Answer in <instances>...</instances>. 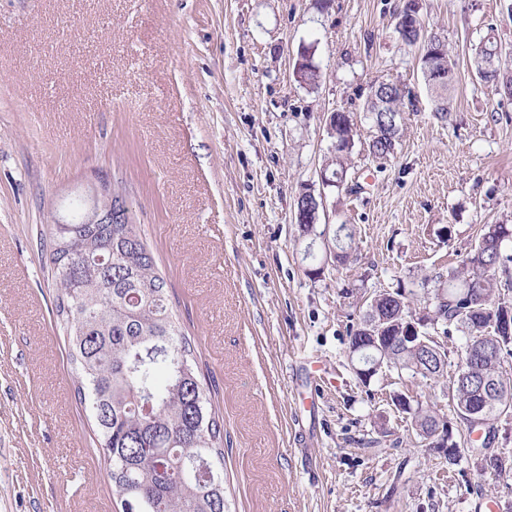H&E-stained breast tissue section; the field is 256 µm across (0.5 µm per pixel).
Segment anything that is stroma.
<instances>
[{
	"mask_svg": "<svg viewBox=\"0 0 512 512\" xmlns=\"http://www.w3.org/2000/svg\"><path fill=\"white\" fill-rule=\"evenodd\" d=\"M457 61L435 116L404 0H0V512H122L75 394L43 242L100 184L141 225L224 421L227 512H512V472L428 448L394 395L462 436L448 388L383 370L362 384L350 331L370 296L448 274L487 224H512V97L482 82L494 29L512 72V0H418ZM318 85L298 82L300 52ZM407 86L393 156L368 150L371 83ZM356 128L350 194L324 185L330 115ZM354 229L336 264L295 222ZM318 383H311V369ZM486 39V40H485ZM492 37L484 38L480 43L479 46L475 50V55L473 57V66L475 69V72L477 75L482 79L481 76L482 70L484 68V64L488 58H490L493 55L497 56V46L494 44V42L491 40ZM486 83L495 84V86H500L504 89L505 94H509L512 96V76L505 77L504 75L502 78L500 77V71L496 69V75L493 76L491 80H484Z\"/></svg>",
	"mask_w": 512,
	"mask_h": 512,
	"instance_id": "35a3bbf8",
	"label": "stroma"
}]
</instances>
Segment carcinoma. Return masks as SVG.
I'll list each match as a JSON object with an SVG mask.
<instances>
[{
  "label": "carcinoma",
  "mask_w": 512,
  "mask_h": 512,
  "mask_svg": "<svg viewBox=\"0 0 512 512\" xmlns=\"http://www.w3.org/2000/svg\"><path fill=\"white\" fill-rule=\"evenodd\" d=\"M497 46L486 38L473 57L480 74ZM447 82L436 86L422 74L431 91L434 112L444 116L448 93L455 82V60L446 51ZM389 111L383 122L400 121L404 98L401 84L388 80ZM336 152L334 172L340 174L354 145L351 119L329 122ZM390 129L373 128L369 149L380 160L395 148ZM110 224H84L83 212L68 224H50L44 232L50 261L59 281L56 315L70 342L76 393L92 412L101 448L110 469L108 477L123 512H225L224 481L208 482L201 470L224 469V428L210 402V388L201 380L194 348L169 305L166 283L153 251L128 210L120 209ZM352 238L347 225L334 231L336 259L351 254L343 238ZM512 224H488L461 264L448 277L435 276L432 289L419 300L398 287L372 298L368 310L350 333V353L371 363L376 371L387 366L412 376H438L437 362L447 359L435 341L433 352L407 349L398 337L411 325L420 335L460 334L457 362L448 397L468 434L479 433L472 445L489 447L494 422L512 414ZM498 386L485 401L481 383ZM396 406L420 421V436L434 447L437 430L446 429L448 465L457 463L459 448L448 421L409 397ZM481 411L485 424L470 416ZM512 471V455L489 453L480 475Z\"/></svg>",
  "instance_id": "1"
}]
</instances>
